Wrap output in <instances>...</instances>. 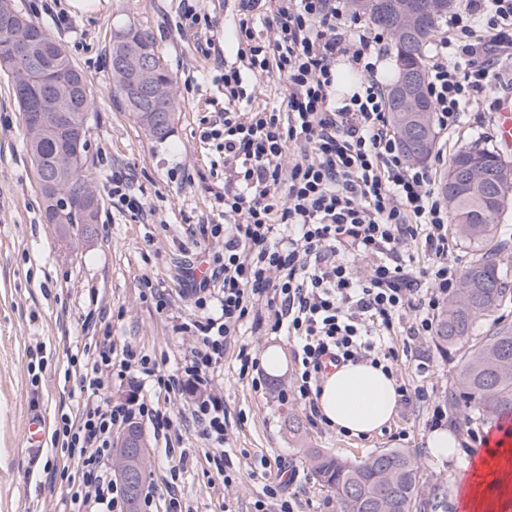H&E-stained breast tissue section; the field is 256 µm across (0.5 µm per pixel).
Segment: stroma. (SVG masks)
<instances>
[{"mask_svg": "<svg viewBox=\"0 0 512 512\" xmlns=\"http://www.w3.org/2000/svg\"><path fill=\"white\" fill-rule=\"evenodd\" d=\"M19 10L39 23L66 49L84 75L95 110L87 124L88 177L96 184L98 222L93 233L66 234L44 218L43 199L23 144L22 113L11 82L0 73V512H59L66 492L52 479L60 455L51 442L30 454L24 443L28 416L39 413L48 423L71 412L75 376L66 375L70 351L81 336H108L115 347L132 346L151 361L173 371L191 337H177L176 324L193 310L184 290V259L221 251L223 241L202 239L199 224L224 221L216 195L224 189V166L214 163L200 140L203 121L213 119L220 93L214 79L223 62L236 61L232 32L234 0H196L212 20L210 31L194 33L180 22L186 0H105L93 14L69 12L67 0H14ZM69 22L58 25L57 13ZM136 25L154 42L171 74L179 106L172 132L151 139L112 93L109 50L112 33ZM256 89L244 111L260 112L286 103L288 82L277 71L260 76L244 72ZM428 164L441 180L452 154L464 147L495 148L492 115L475 112L453 132L437 131ZM122 172L132 192L144 196L147 220L132 218L112 198V174ZM396 358V384L408 391L425 389L426 397L396 407L381 432L349 436L311 416L295 399H282L294 377L295 345L291 338L267 334L246 324L224 349V411L231 460V485H224L205 454L209 447L195 433L186 393L172 395L174 421L155 431L143 423L149 457L146 480L163 492L168 447L190 451L178 481V494L192 512H252L265 484L284 483L297 512H339L334 494L313 476L309 452L319 449L358 461L390 448H401L421 466L426 495H438L436 512H512V470L497 477L472 478L457 463L431 455L426 439L435 408L461 365L456 351L436 348L432 338L417 341L390 337ZM265 353L278 347L286 360L279 373L263 372L262 389L241 377L240 347ZM41 349L45 379L32 395L27 373L32 349ZM298 431H290V424ZM446 427L469 459L471 435H495L489 451L512 458V435L498 421L448 414Z\"/></svg>", "mask_w": 512, "mask_h": 512, "instance_id": "1", "label": "stroma"}]
</instances>
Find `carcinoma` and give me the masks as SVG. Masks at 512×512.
I'll list each match as a JSON object with an SVG mask.
<instances>
[{
    "mask_svg": "<svg viewBox=\"0 0 512 512\" xmlns=\"http://www.w3.org/2000/svg\"><path fill=\"white\" fill-rule=\"evenodd\" d=\"M352 4L371 22L389 30L396 66L416 72L419 84H425L423 51L434 38L438 23L448 19V8L441 5L427 12L419 36L403 42L385 16L383 6L373 0H352ZM19 21L25 22L37 35L25 61L7 46L12 27ZM39 70L50 71L57 80L72 84L70 96L59 99L49 94L34 77ZM0 72L11 77L15 98L23 112L26 148L43 196L46 221L61 224L69 231L74 228L86 231L97 223L99 203H87L76 195L62 204L55 190H74L89 184L85 118L93 110L94 98L63 46L16 9L12 0H0ZM159 82L166 86L165 97L151 102L131 100L126 84L118 76L114 77L112 93L140 124L146 112L176 111L175 86L164 68L159 72ZM389 110L406 151L407 135L413 123L398 116L392 102ZM45 111L65 114L66 125L38 127L37 114ZM469 161L470 156L461 151L452 157L442 181L443 194H448L454 169ZM494 194V182L487 178L461 189L457 203L450 208L454 233L472 248L474 257L437 316L435 339L444 352L450 348L462 352L460 371L448 390V408L464 407L478 416L506 418L512 415V323L494 320L487 335L473 338L477 321L512 302V277L508 276L507 248L501 239L500 210L495 205ZM312 471L316 480L336 495L340 512H426L430 506L420 496L418 462L403 449L373 453L359 461L315 450Z\"/></svg>",
    "mask_w": 512,
    "mask_h": 512,
    "instance_id": "obj_1",
    "label": "carcinoma"
}]
</instances>
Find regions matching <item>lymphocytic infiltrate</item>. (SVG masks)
Segmentation results:
<instances>
[{
	"label": "lymphocytic infiltrate",
	"instance_id": "lymphocytic-infiltrate-1",
	"mask_svg": "<svg viewBox=\"0 0 512 512\" xmlns=\"http://www.w3.org/2000/svg\"><path fill=\"white\" fill-rule=\"evenodd\" d=\"M259 2L239 0L237 55L253 73L274 68L286 78V108L242 111L240 68L217 76L224 107L200 138L229 172L218 197L226 221L200 232L224 249L203 277L185 270L194 315L176 331L194 343L172 375L158 374L132 348L114 352L107 338L70 355L79 394L51 435L66 460L63 512H126V490L112 478L113 432L135 419L157 430L173 424L158 401L141 397L142 377L167 395L189 391L192 419L220 470L224 397L215 381L244 321L293 337L292 389L315 415L327 367L392 358L385 338L399 327L415 339L431 335L457 285L448 208L431 171L401 155L376 78L389 31L348 15L345 0H274L266 19L274 39L265 43L250 25ZM447 26L427 52L426 91L438 126L451 131L472 104H497L495 68L512 59V0H466ZM340 61L361 77L341 98ZM413 245L424 248L427 266L407 262ZM356 256L369 260L366 275L355 273ZM116 380L128 385V397L102 401Z\"/></svg>",
	"mask_w": 512,
	"mask_h": 512
}]
</instances>
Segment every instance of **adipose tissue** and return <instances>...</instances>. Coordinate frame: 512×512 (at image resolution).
<instances>
[{
  "instance_id": "ef3b65f1",
  "label": "adipose tissue",
  "mask_w": 512,
  "mask_h": 512,
  "mask_svg": "<svg viewBox=\"0 0 512 512\" xmlns=\"http://www.w3.org/2000/svg\"><path fill=\"white\" fill-rule=\"evenodd\" d=\"M397 402L394 379L365 361L347 363L328 374L317 398L321 414L336 428L355 436L388 425Z\"/></svg>"
}]
</instances>
